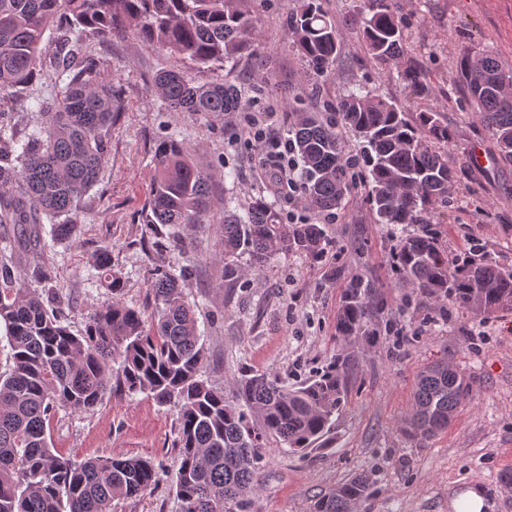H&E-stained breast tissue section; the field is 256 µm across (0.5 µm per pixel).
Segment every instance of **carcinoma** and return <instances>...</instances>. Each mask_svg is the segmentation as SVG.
Listing matches in <instances>:
<instances>
[{
    "instance_id": "obj_1",
    "label": "carcinoma",
    "mask_w": 512,
    "mask_h": 512,
    "mask_svg": "<svg viewBox=\"0 0 512 512\" xmlns=\"http://www.w3.org/2000/svg\"><path fill=\"white\" fill-rule=\"evenodd\" d=\"M242 0H0V100L36 80L45 32L60 30L54 57L69 82L60 96L41 103L46 136L20 141L7 134L0 111V226L10 224L9 243L39 242L44 219L68 215L95 184L107 155L105 131L116 111L112 84L96 59L78 53L86 31L102 40L127 22L143 41L200 66L249 47L253 19ZM295 45L317 76L336 59V23L316 0H303L287 16ZM363 50L385 63L407 53L403 31L387 0H372L361 16ZM460 81L491 136L499 159L512 164V66L491 54H466ZM169 105L184 112L224 117L238 111L241 94L222 80L197 85L169 70L157 79ZM289 129L303 163L307 208L330 212L352 189V163L345 158L336 122L305 110L296 94ZM343 124L366 143L370 203L380 224H416L400 239L402 283L440 304L486 314L512 310V268L494 264L475 250L448 260L431 228V206L448 199L454 168L437 149L452 133L432 109L409 118L398 106L364 87L340 98ZM209 205L206 172L174 138L155 150L149 191L151 223L198 224ZM331 247L322 224H285L265 198L255 199L247 219L224 215V258L246 253L254 264L273 251L321 257ZM110 299L88 317L84 333L64 326L56 309L24 288L11 264L0 261V325L11 349L0 373V512H113L114 501L145 497L160 481V466L137 456L81 461L58 453L49 422L59 407L93 411L108 390L147 393L177 408L178 465L171 483L179 512H239L256 488L263 443L275 437L293 451L323 445L343 407L353 352L342 351L307 383L286 389L267 375L246 371L232 394L203 378L205 351L193 306L184 295V274L157 267L151 273L150 314L119 300L120 275L112 250L95 257ZM374 285L349 280L336 319L344 339L374 338ZM471 391L467 379L443 363L419 376L408 436L427 439L448 428ZM369 483L356 476L318 498L311 512H352L367 499Z\"/></svg>"
}]
</instances>
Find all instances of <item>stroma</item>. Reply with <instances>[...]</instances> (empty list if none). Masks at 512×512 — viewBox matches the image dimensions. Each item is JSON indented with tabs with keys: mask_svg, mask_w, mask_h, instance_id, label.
I'll return each instance as SVG.
<instances>
[{
	"mask_svg": "<svg viewBox=\"0 0 512 512\" xmlns=\"http://www.w3.org/2000/svg\"><path fill=\"white\" fill-rule=\"evenodd\" d=\"M370 2L323 0L336 21L339 51L320 77L298 54L286 27L292 0H244L243 9L255 20L254 49L215 70L195 68L145 44L129 24L105 41L86 36L81 54L96 58L118 91L119 110L106 131L108 155L72 216L73 235L54 237L51 223H44L38 251L16 248L10 259L24 287L43 297L60 294L57 310L75 334L109 297L93 264L101 247L111 248L122 276L121 302L141 311L152 308L155 267L184 270L207 374L228 391L250 370L287 388L313 379L340 348L336 317L348 278L372 281L377 336L358 345L359 367L330 447L301 455L269 439L246 512H311L322 494L358 474L368 476L370 495L357 512H453L452 501L472 487L483 490L493 512H512V492L500 482L504 472H512V311L484 315L443 306L403 287L395 259L403 230L376 223L365 182L350 191L327 224L333 247L325 256L274 253L257 267L242 254L234 259L235 273L225 275V212L245 215L260 196L280 214L288 209L255 152L240 142L233 120L174 110L155 87L156 77L172 69L199 85L225 80L243 99L260 98L281 136L291 123L289 95L315 87L320 94L313 109L325 116L363 81L403 111L437 110L453 135L447 151L456 168L447 202L434 206L439 242L449 258L478 247L489 260L512 267V164L499 161L457 67L462 55L482 51L512 66V0H389L410 50L387 64L362 50L355 20L368 13ZM412 66L421 73L425 94L398 77ZM66 81L48 55L32 84L0 101L16 138L44 129L47 117L37 102L54 96ZM170 138L185 142L208 174L210 208L201 223L164 227L149 221L155 149ZM477 147L487 162L474 160ZM438 361L464 375L473 391L448 429L414 439L406 429L418 376ZM50 431L54 448L78 460L141 456L164 466L152 495L119 502L117 512H179L170 478L177 466L173 407L145 393H110L92 412L57 409Z\"/></svg>",
	"mask_w": 512,
	"mask_h": 512,
	"instance_id": "1",
	"label": "stroma"
}]
</instances>
